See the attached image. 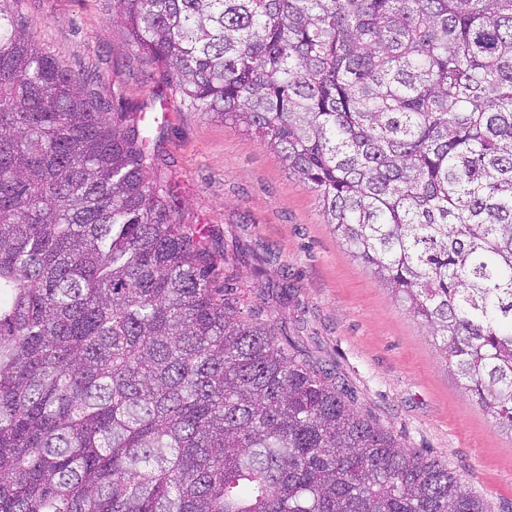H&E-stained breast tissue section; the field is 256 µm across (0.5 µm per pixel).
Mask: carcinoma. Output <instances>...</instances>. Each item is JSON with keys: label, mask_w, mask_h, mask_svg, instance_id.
I'll list each match as a JSON object with an SVG mask.
<instances>
[{"label": "carcinoma", "mask_w": 512, "mask_h": 512, "mask_svg": "<svg viewBox=\"0 0 512 512\" xmlns=\"http://www.w3.org/2000/svg\"><path fill=\"white\" fill-rule=\"evenodd\" d=\"M0 0V512H488L219 281L152 131ZM264 140L512 432V0H109Z\"/></svg>", "instance_id": "obj_1"}]
</instances>
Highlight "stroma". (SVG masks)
<instances>
[{
	"instance_id": "stroma-1",
	"label": "stroma",
	"mask_w": 512,
	"mask_h": 512,
	"mask_svg": "<svg viewBox=\"0 0 512 512\" xmlns=\"http://www.w3.org/2000/svg\"><path fill=\"white\" fill-rule=\"evenodd\" d=\"M41 46L73 71L100 76L144 111L172 119L151 146L183 223L208 229L216 267L224 250L240 304L273 323L298 359L346 389L365 417L408 448L447 461L490 512H512V435L466 395L424 326L331 233L314 193L264 142L181 96L154 97L164 66L110 22L107 0H23Z\"/></svg>"
}]
</instances>
